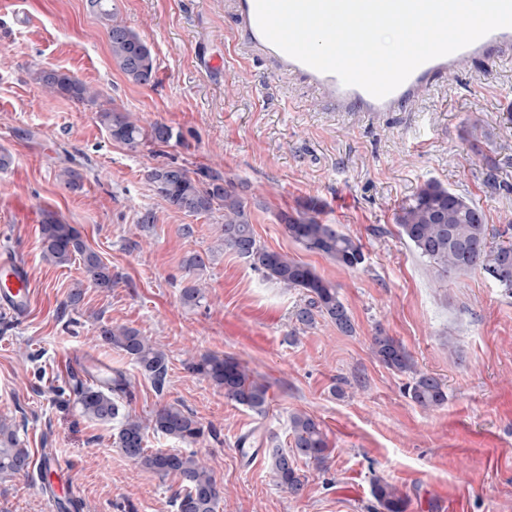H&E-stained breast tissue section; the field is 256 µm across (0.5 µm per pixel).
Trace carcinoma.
<instances>
[{
	"label": "carcinoma",
	"mask_w": 512,
	"mask_h": 512,
	"mask_svg": "<svg viewBox=\"0 0 512 512\" xmlns=\"http://www.w3.org/2000/svg\"><path fill=\"white\" fill-rule=\"evenodd\" d=\"M88 6L97 16L105 31L112 60L125 77L139 85L154 81L156 67L151 48L131 28L115 19L112 0H88ZM30 77L46 93L67 97L77 103L97 107V120L111 139L137 150L146 140L168 144L180 135L164 123L156 122L145 130L129 113L100 103V91L79 79L55 69L37 67ZM147 179L156 194L167 205L179 212L207 214L215 208L224 210L221 234L224 250L245 259L250 266L268 280L283 288L304 293L307 301L296 313V321L304 327L316 323V316L330 319L345 332L354 331L346 306L335 283L319 275L312 267L288 255L270 251L255 239L251 212L244 197L220 172L205 169L197 176L182 166L165 164L147 171ZM317 204L310 202L296 214L283 213L281 223L288 235L306 249L323 254L337 265L355 268L364 261L361 245L335 224H325L319 218ZM400 234L428 263L442 275L478 269L499 287L512 293V239H504L512 231V224L499 233L503 241L495 246L488 243V225L485 216L471 200L435 181L424 183L403 205L396 217ZM40 245L43 259L62 266L78 259L86 279L103 290L115 284L112 267L86 245L80 232L71 224H64L53 214L45 216L40 227ZM203 289L195 284L181 290L180 300L187 307H195L204 300ZM101 340L124 352L162 389L168 372V357L139 331L126 326L104 325ZM371 348L387 368L410 376L408 395L423 409L443 406L448 401L444 385L435 377L417 370L411 354L393 337L379 330L372 336ZM185 369L224 391V398L257 413L264 411L268 385L254 378L249 370L230 358L215 355L191 357ZM130 395V383L120 372H113L105 382L82 384L76 391L75 403L81 414L101 423L122 418L114 444L137 465L161 478L173 476L179 482L172 507L175 512H217L221 488L211 470L195 454L152 451L146 448V426L128 415H120L122 401ZM152 429L158 434L192 444L204 434L200 421L190 412L175 406H164L152 418ZM290 434L292 452L274 447L267 449L276 484L293 496L302 494L304 477L296 467L297 459L311 461L318 466L326 463L329 448L320 422L305 413L291 416ZM29 450L24 448L13 425L0 420V474L25 473L31 467ZM373 496L382 512H406L407 499L399 488L386 481H378Z\"/></svg>",
	"instance_id": "obj_1"
}]
</instances>
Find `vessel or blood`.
I'll return each mask as SVG.
<instances>
[{"mask_svg":"<svg viewBox=\"0 0 512 512\" xmlns=\"http://www.w3.org/2000/svg\"><path fill=\"white\" fill-rule=\"evenodd\" d=\"M232 15L240 49L271 61L278 72L302 76L326 102L345 112L397 111L414 102L438 77L471 60L496 62L512 55V27L500 28L454 53L421 64L394 91L378 98L361 87L343 84L335 74L302 63L267 40L257 23L256 0H233ZM30 280L24 263L6 254L0 256V307L24 314L32 297Z\"/></svg>","mask_w":512,"mask_h":512,"instance_id":"b4317fda","label":"vessel or blood"}]
</instances>
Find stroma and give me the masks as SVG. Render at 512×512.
<instances>
[{"instance_id":"35a3bbf8","label":"stroma","mask_w":512,"mask_h":512,"mask_svg":"<svg viewBox=\"0 0 512 512\" xmlns=\"http://www.w3.org/2000/svg\"><path fill=\"white\" fill-rule=\"evenodd\" d=\"M119 20L151 47L156 76L127 80L112 61L87 0H0V251L26 263L33 300L16 319L0 309V418L12 421L32 461L55 456L61 477L0 476V512H46L55 482L73 487L82 512H173L174 478L143 470L113 447L117 423L82 416L73 389L87 382L93 358L131 383L123 414L150 424L173 405L206 433L190 449L224 489L220 512H382L376 481L406 495V512H512V294L481 271L441 276L399 234L396 215L433 180L484 213L491 243L512 223V167L486 184L479 155L512 145V56L468 62L396 112H339L299 78L235 48L228 0H112ZM218 57L221 67L205 68ZM52 67L101 93L141 126L162 122L180 142L130 151L113 141L93 107L45 94L30 68ZM74 164L80 189L58 179ZM210 167L241 186L257 242L313 267L336 284L355 331L325 319L301 328L294 313L306 297L265 279L218 238L222 210L191 215L155 195L150 168ZM358 240L365 261L343 268L292 240L279 220L308 202ZM74 225L111 265V290L84 284L79 262L43 260L45 213ZM151 224H141L144 213ZM192 253L204 269L182 266ZM200 282L205 299L184 306L180 291ZM137 329L168 355L156 389L123 352L98 337L102 325ZM402 343L417 368L439 378L447 403L433 410L405 391L408 375L374 356L376 330ZM238 360L263 378V412L227 401L188 373L187 357ZM72 357L75 370L57 362ZM316 418L331 451L326 467L297 465L305 490L293 497L275 483L266 448H290L291 414ZM260 449L254 462L240 439Z\"/></svg>"}]
</instances>
